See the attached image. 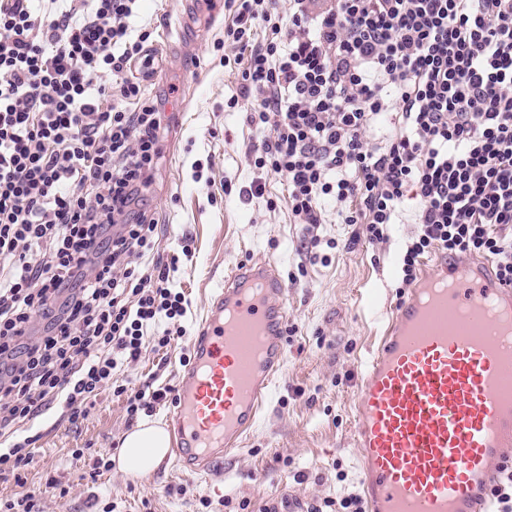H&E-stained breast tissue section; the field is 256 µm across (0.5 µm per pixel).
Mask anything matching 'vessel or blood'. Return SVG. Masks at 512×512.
Listing matches in <instances>:
<instances>
[{
	"instance_id": "obj_1",
	"label": "vessel or blood",
	"mask_w": 512,
	"mask_h": 512,
	"mask_svg": "<svg viewBox=\"0 0 512 512\" xmlns=\"http://www.w3.org/2000/svg\"><path fill=\"white\" fill-rule=\"evenodd\" d=\"M286 285L254 259L225 273L190 342L169 414L179 470L210 473L255 426L287 352ZM512 310L486 262L437 258L396 303L353 397L370 512H490L486 488L512 447Z\"/></svg>"
}]
</instances>
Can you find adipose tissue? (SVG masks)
<instances>
[{"instance_id": "obj_1", "label": "adipose tissue", "mask_w": 512, "mask_h": 512, "mask_svg": "<svg viewBox=\"0 0 512 512\" xmlns=\"http://www.w3.org/2000/svg\"><path fill=\"white\" fill-rule=\"evenodd\" d=\"M169 452V433L158 421L140 423L126 434L118 466L129 476H144L152 473Z\"/></svg>"}]
</instances>
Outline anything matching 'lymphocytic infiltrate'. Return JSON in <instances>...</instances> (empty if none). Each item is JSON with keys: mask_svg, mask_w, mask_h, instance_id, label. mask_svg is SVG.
Returning <instances> with one entry per match:
<instances>
[{"mask_svg": "<svg viewBox=\"0 0 512 512\" xmlns=\"http://www.w3.org/2000/svg\"><path fill=\"white\" fill-rule=\"evenodd\" d=\"M135 3L0 0V437L55 405L78 424L107 387L131 417L172 394L115 379L183 337L170 272L191 254L157 258L143 203L164 118L145 94L154 41L129 31ZM275 3H224L225 40L251 48L248 120L269 129L248 196L285 175L306 252L323 198L379 242L413 197L403 285L438 252L491 259L512 287V0H293L285 22Z\"/></svg>", "mask_w": 512, "mask_h": 512, "instance_id": "1", "label": "lymphocytic infiltrate"}]
</instances>
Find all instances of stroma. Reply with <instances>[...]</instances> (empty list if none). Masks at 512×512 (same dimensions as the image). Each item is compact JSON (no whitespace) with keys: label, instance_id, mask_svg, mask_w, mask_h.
Masks as SVG:
<instances>
[{"label":"stroma","instance_id":"stroma-1","mask_svg":"<svg viewBox=\"0 0 512 512\" xmlns=\"http://www.w3.org/2000/svg\"><path fill=\"white\" fill-rule=\"evenodd\" d=\"M194 0H138L133 24L154 27L161 70L146 92L165 116V146L145 201L162 226L160 252L189 240L192 258L173 275L188 301L185 338L149 351L119 374L129 388L176 385L184 351L225 272L238 262H274L288 288L287 357L280 376L236 456L214 475L191 476L166 457L151 474L131 477L118 468L95 470L100 455L117 459L123 435L134 423L125 398L103 389L80 428L50 409L20 427L18 437L36 436L25 486L0 480V497L35 493L40 512H87L92 501L115 512H261L289 500L304 507L361 494L362 474L353 445L352 398L364 363L400 297V256L416 229L414 204L404 205L402 223L381 242L356 239L359 227L341 223L334 201L322 204V240L314 256L300 253L302 225L288 212L285 176L266 177L262 198L245 189L256 177L250 151L264 132L250 126L249 100L227 101L239 91L240 74L224 64L241 49L224 38L227 9L192 14ZM203 164V180L194 177ZM83 457H75V449ZM56 488H48V480ZM66 497H59V489ZM211 502L203 508L201 499Z\"/></svg>","mask_w":512,"mask_h":512}]
</instances>
